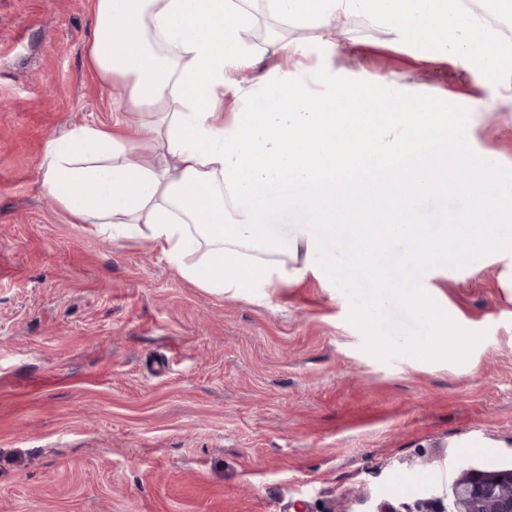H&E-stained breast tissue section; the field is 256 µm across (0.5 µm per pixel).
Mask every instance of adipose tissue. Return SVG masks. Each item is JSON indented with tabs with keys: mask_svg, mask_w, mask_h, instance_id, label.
Instances as JSON below:
<instances>
[{
	"mask_svg": "<svg viewBox=\"0 0 512 512\" xmlns=\"http://www.w3.org/2000/svg\"><path fill=\"white\" fill-rule=\"evenodd\" d=\"M246 0H94L89 66L123 88L120 104L150 117L152 163L132 165L133 127L80 125L51 139L42 189L75 221L144 240L169 264L217 293L299 281L313 272L318 239L291 227L271 234L267 214L322 210L337 185L356 200L388 202L393 184L425 194L453 182L492 214L484 198L491 168L472 173L467 131L474 112L421 113L396 96L366 93L373 109L351 107L353 90L313 92L284 72L223 114L229 73L254 63L244 35L255 23ZM284 20L314 25L330 41L336 15L359 11L386 21L398 41L446 55L464 68L512 60V38L459 0H269ZM450 139V155L418 150ZM204 264L192 262L195 247Z\"/></svg>",
	"mask_w": 512,
	"mask_h": 512,
	"instance_id": "obj_1",
	"label": "adipose tissue"
}]
</instances>
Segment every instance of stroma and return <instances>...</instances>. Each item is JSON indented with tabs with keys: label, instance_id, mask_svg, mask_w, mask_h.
Here are the masks:
<instances>
[{
	"label": "stroma",
	"instance_id": "1",
	"mask_svg": "<svg viewBox=\"0 0 512 512\" xmlns=\"http://www.w3.org/2000/svg\"><path fill=\"white\" fill-rule=\"evenodd\" d=\"M265 20L298 45L254 47L237 93L278 71L387 90L422 112L483 110L471 153L512 182L498 73L399 45L364 14ZM91 0H0V512H418L451 507L459 468L512 471V287L491 254L423 287L462 328L467 362L361 349L326 274L218 295L147 243L77 224L41 187L49 140L146 115L88 68Z\"/></svg>",
	"mask_w": 512,
	"mask_h": 512
}]
</instances>
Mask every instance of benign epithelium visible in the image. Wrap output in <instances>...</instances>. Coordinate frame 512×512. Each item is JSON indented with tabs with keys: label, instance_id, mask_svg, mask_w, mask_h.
<instances>
[{
	"label": "benign epithelium",
	"instance_id": "7a95c632",
	"mask_svg": "<svg viewBox=\"0 0 512 512\" xmlns=\"http://www.w3.org/2000/svg\"><path fill=\"white\" fill-rule=\"evenodd\" d=\"M453 493L455 512H512V471L481 474L464 469Z\"/></svg>",
	"mask_w": 512,
	"mask_h": 512
}]
</instances>
